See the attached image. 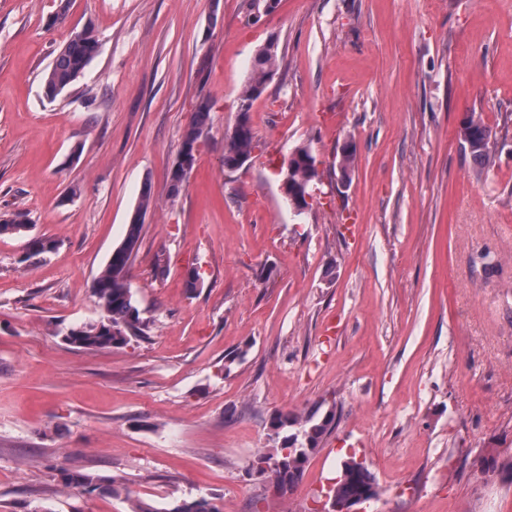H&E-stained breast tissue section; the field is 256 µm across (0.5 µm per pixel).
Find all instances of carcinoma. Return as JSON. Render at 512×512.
Wrapping results in <instances>:
<instances>
[{
	"mask_svg": "<svg viewBox=\"0 0 512 512\" xmlns=\"http://www.w3.org/2000/svg\"><path fill=\"white\" fill-rule=\"evenodd\" d=\"M97 47L98 41L90 28L72 35L45 74V96L54 99L75 82L93 59ZM278 60V46L265 47L253 59L251 74L239 99L255 101L254 92L264 83L267 72L277 67ZM211 109L210 98H197L190 122L181 135V147L190 149L200 141L207 129ZM459 135L462 139L470 140L468 153L477 169L484 170L495 163L496 145L485 142V138L492 137V132L481 118L473 114L467 116L461 123ZM256 148L258 141L252 127L248 126L224 148V167L231 168L239 157L251 154ZM28 224V214L16 210L8 218L0 219V233H21L26 231ZM143 231V220H130L124 240L112 251L108 263L94 279V296L100 316L73 328L72 334L66 337L69 344L86 351L112 348L115 340V336L110 334L112 328L125 330L130 339L143 335L145 324L126 281V272L138 253ZM335 418L336 413L332 409L321 417L312 413L305 417L287 414L277 418L274 428L275 434L282 436L281 447L257 454L254 462L266 463L282 485L293 486L301 477L309 455L320 447L332 430ZM482 466L485 472L512 482V458L501 461L491 454L483 458ZM61 482L65 488L81 487L88 494L110 495L116 491L115 482L89 474L64 471ZM368 493L374 496L378 493L375 477L368 467L363 465L354 469L348 461H343L330 495L340 500H356Z\"/></svg>",
	"mask_w": 512,
	"mask_h": 512,
	"instance_id": "obj_1",
	"label": "carcinoma"
}]
</instances>
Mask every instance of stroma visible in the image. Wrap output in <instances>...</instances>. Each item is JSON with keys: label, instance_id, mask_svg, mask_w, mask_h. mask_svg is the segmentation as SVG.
I'll list each match as a JSON object with an SVG mask.
<instances>
[{"label": "stroma", "instance_id": "obj_1", "mask_svg": "<svg viewBox=\"0 0 512 512\" xmlns=\"http://www.w3.org/2000/svg\"><path fill=\"white\" fill-rule=\"evenodd\" d=\"M0 0V512H313L348 455L378 484L367 512H512V0ZM97 52L55 100L71 33ZM278 69L250 112L247 168L224 144L256 51ZM213 108L176 200L168 173L193 104ZM499 148L477 172L459 127ZM356 147L336 182L344 140ZM309 144L311 209L279 190ZM155 200L127 280L144 337L86 352L92 285L143 184ZM357 225L350 234L349 225ZM55 247L33 260L31 239ZM197 269L198 288H185ZM335 411L287 491L250 468L280 413ZM116 482L63 488L61 471Z\"/></svg>", "mask_w": 512, "mask_h": 512}]
</instances>
